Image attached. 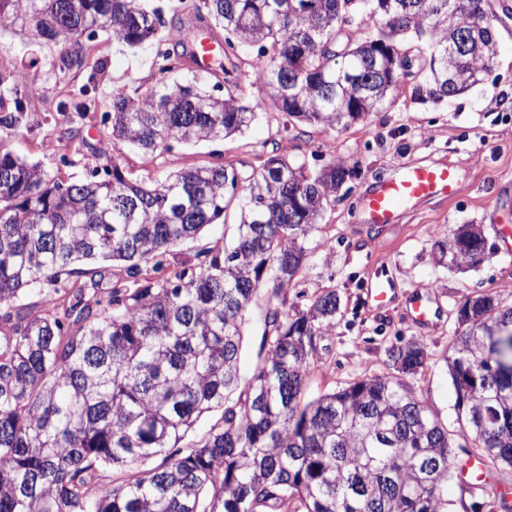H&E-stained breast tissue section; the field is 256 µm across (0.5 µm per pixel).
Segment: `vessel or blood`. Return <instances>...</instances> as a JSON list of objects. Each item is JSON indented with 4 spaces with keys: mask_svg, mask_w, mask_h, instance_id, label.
Instances as JSON below:
<instances>
[{
    "mask_svg": "<svg viewBox=\"0 0 512 512\" xmlns=\"http://www.w3.org/2000/svg\"><path fill=\"white\" fill-rule=\"evenodd\" d=\"M459 184V175L453 167L406 165L398 175L365 196L367 219L372 224L396 223L410 204L436 195H455Z\"/></svg>",
    "mask_w": 512,
    "mask_h": 512,
    "instance_id": "b4317fda",
    "label": "vessel or blood"
}]
</instances>
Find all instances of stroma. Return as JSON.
Wrapping results in <instances>:
<instances>
[{
    "label": "stroma",
    "mask_w": 512,
    "mask_h": 512,
    "mask_svg": "<svg viewBox=\"0 0 512 512\" xmlns=\"http://www.w3.org/2000/svg\"><path fill=\"white\" fill-rule=\"evenodd\" d=\"M499 53L492 72L470 92L436 105L414 100L405 80L382 109L348 127L323 132L309 128L310 143L297 147L277 113L258 111L241 134L216 143L173 144L160 161L127 151L120 161L143 177L155 166L167 171L204 162L212 151L233 162L258 164L271 155L296 156L311 169L329 158L345 162L352 175L349 191L324 210L306 243L307 259L297 283L287 292L291 310L306 311L327 289H335L339 310L334 326L319 342L306 377L307 398H315L356 379L386 371L389 347L412 339L425 346L426 365L407 381L443 422L455 421L453 392L445 358L456 334V307L473 292L493 291L512 305V0H489ZM66 43L39 44L0 30V73L10 87L35 105L26 127L0 124V143L29 163L52 168L62 181L83 176L94 162L98 129L113 86L142 93L160 78L151 50L128 48L98 32L92 55L98 70L67 61ZM83 102L89 112L75 139L62 137L67 118L60 102ZM69 165H62L61 157ZM408 163L453 166L462 186L453 198H435L409 207L399 223H367L364 195L396 176ZM473 224L485 238L484 260L476 267H449L442 251L453 230ZM389 279L392 295L383 305L367 298L375 276ZM423 296L432 308L428 321L416 320L411 303ZM241 363L244 374L267 352L263 307L248 314Z\"/></svg>",
    "instance_id": "1"
}]
</instances>
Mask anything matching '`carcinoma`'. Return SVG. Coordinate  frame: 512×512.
Here are the masks:
<instances>
[{
  "instance_id": "obj_1",
  "label": "carcinoma",
  "mask_w": 512,
  "mask_h": 512,
  "mask_svg": "<svg viewBox=\"0 0 512 512\" xmlns=\"http://www.w3.org/2000/svg\"><path fill=\"white\" fill-rule=\"evenodd\" d=\"M200 24L224 31V84L161 80L133 98L112 90L96 162L63 182L0 145V512H512L497 474L512 469V307L485 291L457 310L447 357L457 430L405 376L424 367L414 339L388 349V370L313 400L305 378L338 309L336 291L290 313L287 290L305 242L351 171L332 157L318 171L286 155L257 167L211 160L141 181L116 147L153 159L243 130L255 85L267 110L296 128L347 127L376 112L410 66L414 99L442 103L472 89L496 57L486 0H199ZM143 0H0V29L69 40L82 61L106 31L155 51L158 70L183 65L193 29ZM470 36L469 48L457 44ZM411 37L406 49L400 40ZM265 65L248 71L241 55ZM20 123L29 101L11 88ZM240 212L234 241L175 266L167 256ZM485 240L452 234L450 262L473 266ZM120 261L112 269L79 263ZM40 296L36 302L29 301ZM267 352L242 382L246 313L258 298ZM207 433L178 447L206 413ZM461 439L483 466L454 478ZM121 474L95 491L98 473Z\"/></svg>"
}]
</instances>
